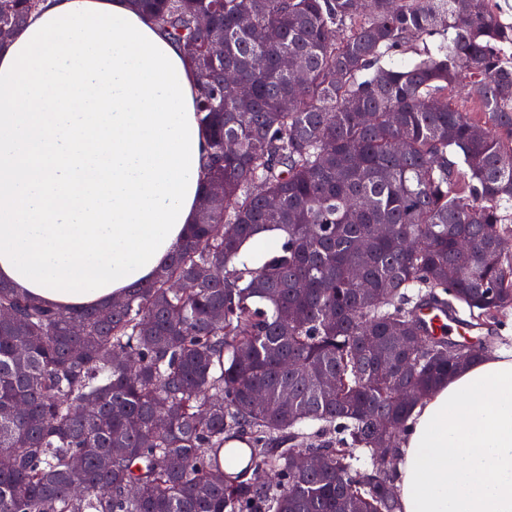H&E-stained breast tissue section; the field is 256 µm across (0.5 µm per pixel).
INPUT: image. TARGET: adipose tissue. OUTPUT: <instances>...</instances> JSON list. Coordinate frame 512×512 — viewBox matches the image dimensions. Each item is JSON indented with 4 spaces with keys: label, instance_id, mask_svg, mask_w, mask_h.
<instances>
[{
    "label": "adipose tissue",
    "instance_id": "1",
    "mask_svg": "<svg viewBox=\"0 0 512 512\" xmlns=\"http://www.w3.org/2000/svg\"><path fill=\"white\" fill-rule=\"evenodd\" d=\"M197 89L132 0H43L0 44V283L71 310L152 280L198 220ZM411 421L401 512H512V350L455 371Z\"/></svg>",
    "mask_w": 512,
    "mask_h": 512
}]
</instances>
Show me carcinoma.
<instances>
[{
  "label": "carcinoma",
  "instance_id": "1",
  "mask_svg": "<svg viewBox=\"0 0 512 512\" xmlns=\"http://www.w3.org/2000/svg\"><path fill=\"white\" fill-rule=\"evenodd\" d=\"M40 2L0 13L19 27ZM134 5L207 73L205 186L224 202L203 191L168 264L106 306L0 284V512H399L413 408L492 349L429 334L421 308L478 329L512 310V24L495 0ZM262 230L285 241L252 268L240 248ZM310 453L324 466L304 473Z\"/></svg>",
  "mask_w": 512,
  "mask_h": 512
}]
</instances>
